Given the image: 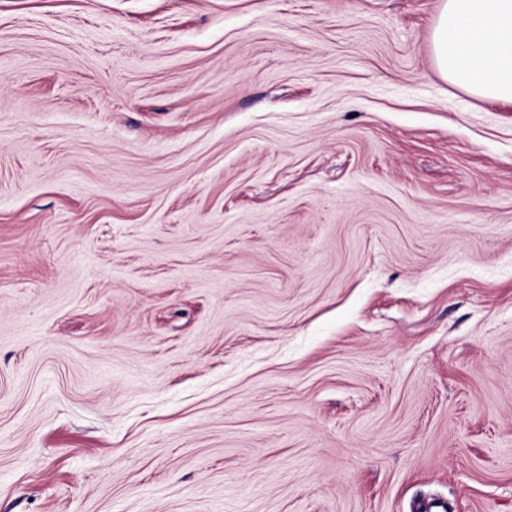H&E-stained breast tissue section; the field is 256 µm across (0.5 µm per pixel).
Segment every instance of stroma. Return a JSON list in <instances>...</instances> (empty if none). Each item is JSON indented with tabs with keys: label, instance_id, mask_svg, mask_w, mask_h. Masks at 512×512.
<instances>
[{
	"label": "stroma",
	"instance_id": "obj_1",
	"mask_svg": "<svg viewBox=\"0 0 512 512\" xmlns=\"http://www.w3.org/2000/svg\"><path fill=\"white\" fill-rule=\"evenodd\" d=\"M439 0H0V512H512V105Z\"/></svg>",
	"mask_w": 512,
	"mask_h": 512
}]
</instances>
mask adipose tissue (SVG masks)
Instances as JSON below:
<instances>
[{
  "mask_svg": "<svg viewBox=\"0 0 512 512\" xmlns=\"http://www.w3.org/2000/svg\"><path fill=\"white\" fill-rule=\"evenodd\" d=\"M430 46L446 81L512 103V0H441Z\"/></svg>",
  "mask_w": 512,
  "mask_h": 512,
  "instance_id": "1",
  "label": "adipose tissue"
}]
</instances>
